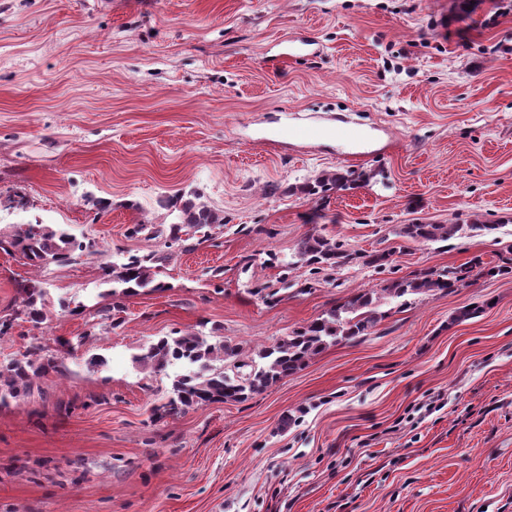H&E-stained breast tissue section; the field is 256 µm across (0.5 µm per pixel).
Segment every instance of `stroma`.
I'll return each instance as SVG.
<instances>
[{
    "label": "stroma",
    "instance_id": "stroma-1",
    "mask_svg": "<svg viewBox=\"0 0 512 512\" xmlns=\"http://www.w3.org/2000/svg\"><path fill=\"white\" fill-rule=\"evenodd\" d=\"M498 0H0V231L39 219L96 255L0 251V316L42 282L0 362L36 337L68 369L0 406V512H512V14ZM311 52L287 58L288 41ZM351 112L384 150L353 163L288 134ZM339 172L315 200L301 186ZM276 194H268L269 185ZM223 213L165 249L163 196ZM23 196L25 205L1 203ZM505 220L500 240L413 243L400 225ZM141 233H134L135 225ZM321 234L351 255L295 263ZM393 251L383 269L361 252ZM165 253V287L93 310L104 269ZM482 261L244 402L157 416L175 367L134 358L195 332L241 359L363 288ZM475 309L453 322L461 309ZM68 346H61V339ZM434 410H427V403ZM19 294L21 296V308L16 311V316L11 318H0V339L10 333L14 321L19 316L24 315L32 322H41L46 316L45 288H42L41 282L36 280H23L18 284Z\"/></svg>",
    "mask_w": 512,
    "mask_h": 512
}]
</instances>
